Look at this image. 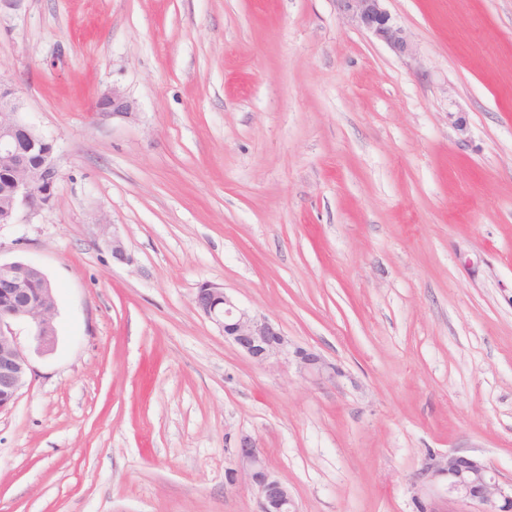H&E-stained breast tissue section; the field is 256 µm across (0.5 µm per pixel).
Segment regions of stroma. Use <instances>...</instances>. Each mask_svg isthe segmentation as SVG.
Returning a JSON list of instances; mask_svg holds the SVG:
<instances>
[{"label": "stroma", "instance_id": "1", "mask_svg": "<svg viewBox=\"0 0 512 512\" xmlns=\"http://www.w3.org/2000/svg\"><path fill=\"white\" fill-rule=\"evenodd\" d=\"M386 6L409 55L336 0H0L58 169L0 224L57 297L51 349L17 327L0 512H260L244 436L297 512H447L434 453L512 480V0ZM206 282L335 380L253 362Z\"/></svg>", "mask_w": 512, "mask_h": 512}]
</instances>
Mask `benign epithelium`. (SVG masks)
I'll list each match as a JSON object with an SVG mask.
<instances>
[{"mask_svg": "<svg viewBox=\"0 0 512 512\" xmlns=\"http://www.w3.org/2000/svg\"><path fill=\"white\" fill-rule=\"evenodd\" d=\"M342 10L360 28L388 44L396 53L410 52L408 38L384 7L385 0H338ZM129 108L117 89L96 103L99 112L123 114ZM58 175L54 141L20 119L15 91L0 78V224H13L22 208L49 204ZM194 305L218 325L239 350L257 363L292 354L299 369L317 378H336V368L320 355L295 347L265 317L238 307L215 283L201 285ZM56 303L52 286L43 271L25 261L0 262V413L13 407L32 372L30 360L17 340L16 326L30 328L38 347L49 349L55 341ZM242 471L258 486L260 512H295L286 484L268 470L265 458L248 437L236 448ZM421 476L431 482L443 479L448 497L474 507L473 512H512V482H502L482 459L461 453L432 456Z\"/></svg>", "mask_w": 512, "mask_h": 512, "instance_id": "obj_1", "label": "benign epithelium"}]
</instances>
